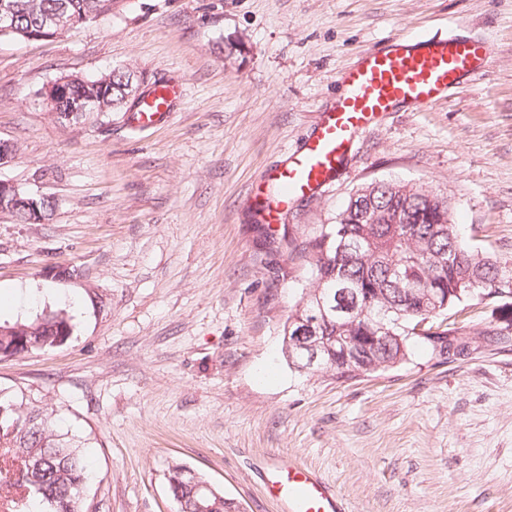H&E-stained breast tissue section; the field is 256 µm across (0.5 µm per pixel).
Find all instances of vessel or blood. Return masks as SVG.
Segmentation results:
<instances>
[{
	"instance_id": "b4317fda",
	"label": "vessel or blood",
	"mask_w": 512,
	"mask_h": 512,
	"mask_svg": "<svg viewBox=\"0 0 512 512\" xmlns=\"http://www.w3.org/2000/svg\"><path fill=\"white\" fill-rule=\"evenodd\" d=\"M493 56L485 38L456 32L399 41L388 50H369L338 74L340 92L322 111L304 144L260 177L252 201L263 223H278L289 204L329 186L364 131L403 106L426 109L447 98L463 80H478ZM179 78L158 79L151 93L129 113L127 123L139 129L165 124L181 102ZM275 187L266 194L264 185ZM267 496L279 512H345L335 490L316 473L295 461L281 459L267 469Z\"/></svg>"
}]
</instances>
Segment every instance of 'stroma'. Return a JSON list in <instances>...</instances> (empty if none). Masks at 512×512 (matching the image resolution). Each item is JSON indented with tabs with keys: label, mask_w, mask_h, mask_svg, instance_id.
I'll use <instances>...</instances> for the list:
<instances>
[{
	"label": "stroma",
	"mask_w": 512,
	"mask_h": 512,
	"mask_svg": "<svg viewBox=\"0 0 512 512\" xmlns=\"http://www.w3.org/2000/svg\"><path fill=\"white\" fill-rule=\"evenodd\" d=\"M494 45L485 74L423 112L390 113L336 180L262 224L260 174L301 146L369 49L448 29ZM171 74L165 126L124 115L57 122L39 91L67 75ZM0 180L54 199L49 221L0 219V322L66 310L61 346L0 358V391L85 442L91 512H177L170 466L205 475L240 512H277L272 461L333 484L348 512H512V340L345 383L289 367L282 330L310 276L283 235L332 223L358 187L448 196L470 243L512 263V0H114L44 40L0 37ZM471 332L512 304L468 307Z\"/></svg>",
	"instance_id": "obj_1"
}]
</instances>
